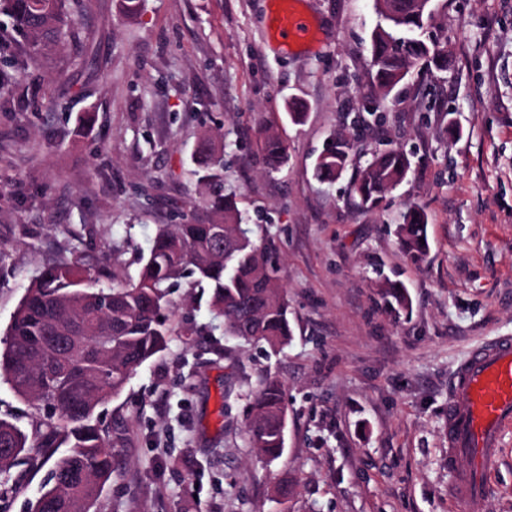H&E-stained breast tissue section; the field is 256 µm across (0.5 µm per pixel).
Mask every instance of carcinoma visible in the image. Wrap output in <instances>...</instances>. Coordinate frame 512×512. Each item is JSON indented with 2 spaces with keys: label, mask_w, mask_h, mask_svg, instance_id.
<instances>
[{
  "label": "carcinoma",
  "mask_w": 512,
  "mask_h": 512,
  "mask_svg": "<svg viewBox=\"0 0 512 512\" xmlns=\"http://www.w3.org/2000/svg\"><path fill=\"white\" fill-rule=\"evenodd\" d=\"M89 0H7V11L26 38L22 65L37 61L64 41L76 38ZM380 18L371 36V64L378 90L389 95L415 71L448 64L444 48L418 38L432 17L430 0H375ZM287 161L280 138L266 136L263 162L277 170ZM350 164L344 135L331 139L315 164L320 180H335ZM413 162L389 148L358 166L352 191L358 205L377 209L386 194L402 184ZM199 196L195 212L178 224H161L138 277L112 288L94 287L91 268L81 259L53 263L32 279L17 306L10 341L0 351V377L20 397L57 415L36 444L14 423L0 418V496L12 489L10 469L24 459L33 469L52 463L31 512H90L100 488L113 475L116 459L96 421L99 406L118 395L130 375L164 352L170 329L161 311L170 305L169 289L184 276L212 288L210 306L224 317V335L277 351L293 338L290 306L280 282L278 257L271 243L254 237L238 208L236 195L224 192V158L215 149L199 150L193 170ZM427 213L411 208L396 235L407 256L423 262L429 244ZM390 307L408 310L405 285H385ZM252 419L248 445L268 462L285 450L282 417L287 411L283 385L262 378L249 393ZM67 451L54 458L58 449Z\"/></svg>",
  "instance_id": "carcinoma-1"
}]
</instances>
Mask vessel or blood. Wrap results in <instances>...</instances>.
I'll return each mask as SVG.
<instances>
[{
    "label": "vessel or blood",
    "instance_id": "vessel-or-blood-1",
    "mask_svg": "<svg viewBox=\"0 0 512 512\" xmlns=\"http://www.w3.org/2000/svg\"><path fill=\"white\" fill-rule=\"evenodd\" d=\"M310 34L304 13L281 11L275 35L282 45L305 43ZM511 430L512 338L498 336L472 349L449 382L448 464L464 512H480L489 465Z\"/></svg>",
    "mask_w": 512,
    "mask_h": 512
}]
</instances>
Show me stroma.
Listing matches in <instances>:
<instances>
[{"mask_svg":"<svg viewBox=\"0 0 512 512\" xmlns=\"http://www.w3.org/2000/svg\"><path fill=\"white\" fill-rule=\"evenodd\" d=\"M301 8L316 38L290 51L266 37L267 0H142L134 19L120 0H91L78 44L0 68V350L47 264L90 261L102 288L137 277L158 225L197 195L206 132L291 305L293 340L275 354L225 336L210 288L172 289L168 349L97 410L120 473L92 512H459L448 381L478 342L512 336V0L438 5L421 37L447 46V70L413 73L385 100L369 78L374 0ZM371 112L383 121L355 140L353 167L317 180L330 135ZM269 131L288 154L275 171L262 163ZM381 143L416 170L367 213L350 183ZM413 207L429 217L418 265L395 233ZM386 279L411 311L386 308ZM269 374L288 403L270 463L246 445L247 395ZM0 417L32 441L48 420L4 382ZM11 474L21 482L0 512H28L48 471ZM284 479L294 493L279 503ZM488 482L482 512H512V432Z\"/></svg>","mask_w":512,"mask_h":512,"instance_id":"obj_1","label":"stroma"}]
</instances>
